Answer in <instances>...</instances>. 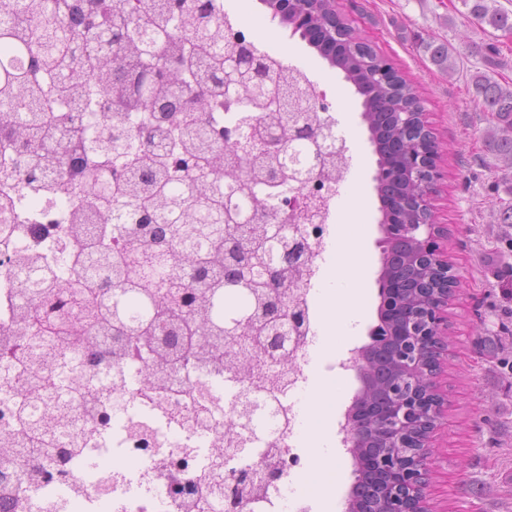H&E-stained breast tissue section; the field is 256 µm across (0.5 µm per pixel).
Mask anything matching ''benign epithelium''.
<instances>
[{
    "instance_id": "7a95c632",
    "label": "benign epithelium",
    "mask_w": 512,
    "mask_h": 512,
    "mask_svg": "<svg viewBox=\"0 0 512 512\" xmlns=\"http://www.w3.org/2000/svg\"><path fill=\"white\" fill-rule=\"evenodd\" d=\"M272 14L291 31L307 33L309 0H268ZM233 54L224 55V85L233 84L243 69H255L242 43L231 39ZM424 128L417 131L415 147L400 159L399 172L416 186L410 205L420 213H432L431 190L443 177L438 164L428 161L425 136L431 127L421 113ZM378 240L383 258L380 276L379 324L370 332L371 342L355 351L346 369L355 372L360 389L345 412L341 425L346 447L361 452L349 502H370L368 512H430L428 488L433 470L432 439L448 414V395L440 390V359L447 358L448 305L455 293L448 291V258L442 241L448 228L441 224H383ZM274 239L287 252L302 255L297 224L272 225ZM402 242L410 249L404 266L408 278L395 271L390 261ZM394 345V374L387 382L375 375L386 344ZM241 476L224 487L226 507L237 508Z\"/></svg>"
}]
</instances>
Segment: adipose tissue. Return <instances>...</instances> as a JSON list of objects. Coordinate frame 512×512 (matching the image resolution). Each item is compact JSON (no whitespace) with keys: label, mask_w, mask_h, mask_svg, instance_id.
Returning a JSON list of instances; mask_svg holds the SVG:
<instances>
[{"label":"adipose tissue","mask_w":512,"mask_h":512,"mask_svg":"<svg viewBox=\"0 0 512 512\" xmlns=\"http://www.w3.org/2000/svg\"><path fill=\"white\" fill-rule=\"evenodd\" d=\"M348 213L354 231L336 228L337 248L330 260L331 272L317 289V299L326 314L314 338V352L322 359L332 357L340 338L357 336L371 302L365 270L367 255L363 240L368 232L367 212L358 185L346 191ZM336 404V384L317 386L302 394L298 429L306 447L313 450V466L302 483L304 494L319 500L326 512L334 508L339 475L336 466L335 434L323 421L324 411Z\"/></svg>","instance_id":"obj_1"}]
</instances>
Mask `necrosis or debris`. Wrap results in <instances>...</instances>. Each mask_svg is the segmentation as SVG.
Listing matches in <instances>:
<instances>
[{"instance_id": "obj_1", "label": "necrosis or debris", "mask_w": 512, "mask_h": 512, "mask_svg": "<svg viewBox=\"0 0 512 512\" xmlns=\"http://www.w3.org/2000/svg\"><path fill=\"white\" fill-rule=\"evenodd\" d=\"M347 173V157L337 137L323 175L302 190L315 211L313 222L302 226L310 254L301 286L294 291L306 321L288 342V360L278 381L242 375L230 382L217 371L201 377L181 372L173 377L171 397L159 399L148 388L144 371L131 361L92 366L79 355L66 353L63 374L68 387L55 394L65 417L54 434L61 445H74L81 453L69 463L64 483L43 485L25 478L15 482L14 512H71L75 506L81 512H102L106 505L112 512H201L171 497L168 462L184 464L191 475L200 477L208 474L207 461L216 455L220 474H227L237 459L234 440L244 432L240 398L261 399L271 392L278 399L276 409H258L251 425L267 435L273 454L257 457L252 466L261 473L267 464H276L280 479L276 486L258 490L244 512H279L307 459L297 430V396L308 382L310 349L320 322L315 289L332 250L337 188ZM98 193V186L91 183L62 187L33 206L24 184H0V216L9 215L14 227L10 237L0 238V296L9 295L14 304H21L25 289L48 259L59 266L63 283L94 276V269H78L71 263L76 243L70 214L75 197L93 198ZM98 400L105 402L110 414L104 427L90 420ZM107 459L112 467H104Z\"/></svg>"}]
</instances>
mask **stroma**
<instances>
[{"instance_id":"obj_1","label":"stroma","mask_w":512,"mask_h":512,"mask_svg":"<svg viewBox=\"0 0 512 512\" xmlns=\"http://www.w3.org/2000/svg\"><path fill=\"white\" fill-rule=\"evenodd\" d=\"M460 7V0H336L346 23L417 87L441 149L444 177L431 203L435 223L448 227V260L462 286L448 307L453 342L439 380L451 406L435 440L431 502L436 512H512V224L499 221L512 189L485 143L493 121L472 99L470 77L480 66L473 47L494 36ZM256 8L262 26L246 20L243 30L327 90L338 128L357 130L346 141L348 177L360 180L370 207L366 273L378 288L382 213L362 98L315 48L273 20L263 0ZM430 40L450 46L454 74L433 64Z\"/></svg>"}]
</instances>
